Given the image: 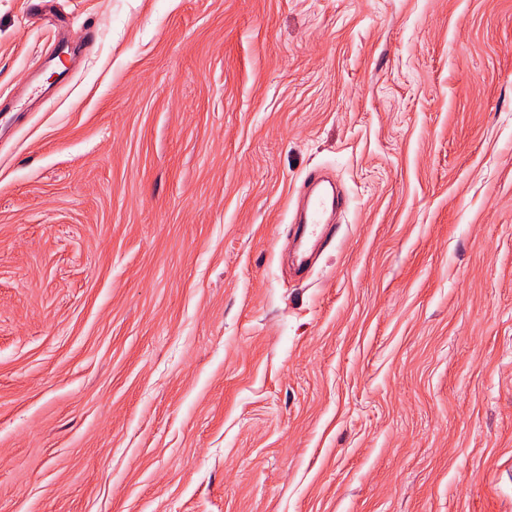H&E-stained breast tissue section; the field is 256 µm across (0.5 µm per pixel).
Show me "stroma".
Wrapping results in <instances>:
<instances>
[{
    "label": "stroma",
    "mask_w": 512,
    "mask_h": 512,
    "mask_svg": "<svg viewBox=\"0 0 512 512\" xmlns=\"http://www.w3.org/2000/svg\"><path fill=\"white\" fill-rule=\"evenodd\" d=\"M32 2L0 512H512V0ZM314 170L348 204L301 279Z\"/></svg>",
    "instance_id": "obj_1"
}]
</instances>
